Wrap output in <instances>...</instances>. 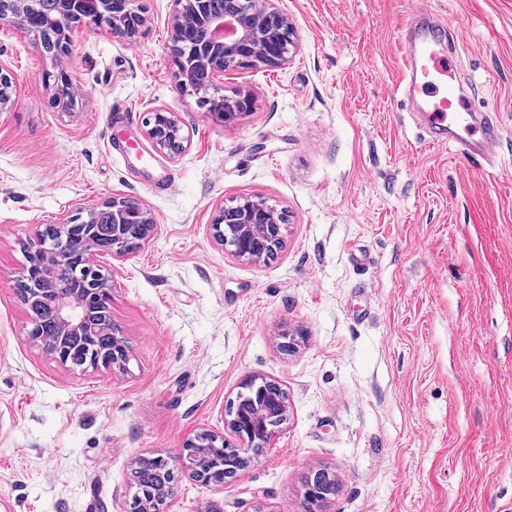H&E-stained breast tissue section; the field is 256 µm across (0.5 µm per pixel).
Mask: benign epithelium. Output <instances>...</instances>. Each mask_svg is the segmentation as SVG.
Returning a JSON list of instances; mask_svg holds the SVG:
<instances>
[{
    "instance_id": "1",
    "label": "benign epithelium",
    "mask_w": 512,
    "mask_h": 512,
    "mask_svg": "<svg viewBox=\"0 0 512 512\" xmlns=\"http://www.w3.org/2000/svg\"><path fill=\"white\" fill-rule=\"evenodd\" d=\"M171 50L176 66L175 77L181 90L210 102L211 107L224 122L237 119L250 108V99L238 93L232 96H212L224 80V70L232 63L236 66H265L280 68L288 64L294 48L292 23L279 7V0H230L223 10L216 8L217 0H172ZM40 0H0V20L12 24L18 30L30 34V15L38 12ZM56 14L48 19V27L38 42L56 65L52 83L47 85L54 104L64 111L70 110L74 100L76 80L72 77L71 31L77 25L96 27L109 22L112 34L129 41L136 38L144 23L143 17L134 10L133 0H55ZM15 75L0 64V112L12 102ZM146 135L153 145L169 156L181 154L189 145V135L175 112L158 107L151 110L145 120ZM122 200L112 199L105 210L112 211V257L122 260L136 253L142 241L134 242L124 233L125 225L141 224L144 233L154 227L148 210L135 212L121 210ZM282 214L263 198L245 199L218 209L210 231L216 243L233 257L247 263L258 264L265 260L259 253L263 244L275 250L281 245ZM30 261L64 264L67 258L55 253L35 240L30 243ZM29 303L49 299L58 309L61 339L66 343L77 336H97L107 325L97 322L87 312L85 302L75 294L58 293L43 287L39 280L28 283ZM271 382L257 376H248L241 383L245 392L239 394L245 402L241 415L224 422L226 477H236L244 472L251 461L261 454V449L273 447L276 429L268 424L277 421L283 425L287 409L275 408L268 391ZM206 449L193 437L184 444L180 461L189 469V476L205 484L222 486L212 482L207 473ZM320 472L310 480L304 493V512H324L327 497L319 482Z\"/></svg>"
}]
</instances>
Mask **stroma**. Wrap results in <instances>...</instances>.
<instances>
[{"label":"stroma","mask_w":512,"mask_h":512,"mask_svg":"<svg viewBox=\"0 0 512 512\" xmlns=\"http://www.w3.org/2000/svg\"><path fill=\"white\" fill-rule=\"evenodd\" d=\"M423 4L466 26L457 62L499 116L495 169L429 146L394 94L413 0H281L295 49L226 69L223 93L252 98L230 123L177 84L172 0H136L131 43L75 30L71 112L35 38L0 21L16 76L0 112V512H130L133 459L223 434L250 375L287 392L275 448L220 488L180 471L171 512H301L320 468L338 480L326 512H512V0ZM155 106L190 135L176 157L144 134ZM250 196L284 217L258 265L210 233ZM115 197L156 224L133 257L96 258L129 358L78 371L27 335L23 247Z\"/></svg>","instance_id":"stroma-1"}]
</instances>
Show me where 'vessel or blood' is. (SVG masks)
<instances>
[{
  "mask_svg": "<svg viewBox=\"0 0 512 512\" xmlns=\"http://www.w3.org/2000/svg\"><path fill=\"white\" fill-rule=\"evenodd\" d=\"M461 38V27L449 19L414 7L399 30L397 90L429 144L454 149L491 167L498 157L501 129L475 119L469 96L460 90L452 56Z\"/></svg>",
  "mask_w": 512,
  "mask_h": 512,
  "instance_id": "1",
  "label": "vessel or blood"
}]
</instances>
